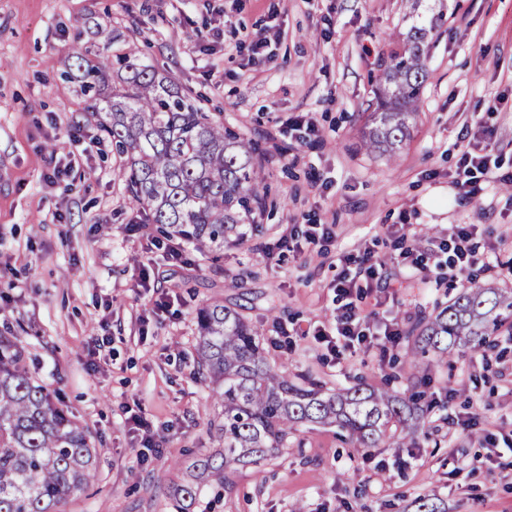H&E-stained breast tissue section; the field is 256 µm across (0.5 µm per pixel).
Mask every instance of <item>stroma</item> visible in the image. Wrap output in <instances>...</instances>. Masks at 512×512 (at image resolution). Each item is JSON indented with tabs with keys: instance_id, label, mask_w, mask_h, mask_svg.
<instances>
[{
	"instance_id": "obj_1",
	"label": "stroma",
	"mask_w": 512,
	"mask_h": 512,
	"mask_svg": "<svg viewBox=\"0 0 512 512\" xmlns=\"http://www.w3.org/2000/svg\"><path fill=\"white\" fill-rule=\"evenodd\" d=\"M420 9L446 20L428 36L416 123L391 158L361 139L376 80L412 24L409 0H0V334L25 341L32 374L96 450L89 487L60 512H174L171 486L217 447L224 420L197 373L206 304L241 313L291 380L401 392L404 342L336 359L315 338L334 321L346 257L382 259L379 292L360 306L372 323L402 327L434 315L459 286L409 276L390 225L439 261L438 241L474 224L478 261L512 263V191L493 183L472 197L456 184L467 142L492 143L512 174V0H420ZM101 29L254 146L264 181L246 240L216 256L191 247L171 263L146 241L157 225L128 232L142 217L107 140L74 158L79 193L44 182L50 157L70 149L58 129L100 133L78 82L60 73L77 52L102 46ZM261 38L264 53L253 54ZM298 115L316 121L318 141L298 142L286 124ZM309 216L333 225L334 240L277 248ZM160 292L172 312L155 313ZM494 341L485 355L430 364L433 409L416 445L364 456L336 427H301L270 459L208 486L194 512H417L424 496L445 512H512V334ZM131 413L158 432V452L141 456ZM470 413L478 424L466 430Z\"/></svg>"
}]
</instances>
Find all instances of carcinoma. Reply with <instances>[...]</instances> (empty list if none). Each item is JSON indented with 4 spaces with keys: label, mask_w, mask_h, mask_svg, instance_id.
<instances>
[{
    "label": "carcinoma",
    "mask_w": 512,
    "mask_h": 512,
    "mask_svg": "<svg viewBox=\"0 0 512 512\" xmlns=\"http://www.w3.org/2000/svg\"><path fill=\"white\" fill-rule=\"evenodd\" d=\"M443 13L415 15L403 52L390 56L375 91L376 109L363 146L394 155L409 135L424 88L428 34ZM87 50L65 64L102 115L100 129L126 159L125 181L138 210L173 240L218 253L241 238L239 224L261 204V171L249 142L201 111L155 66L128 53L115 58ZM512 317V292L463 289L436 315L404 330L405 358L431 352L442 360L457 348L475 354L494 347ZM198 372L224 407L222 447L198 456L170 491L176 512H191L203 488L286 447L299 424L336 425L358 452L397 438L412 442L431 404L421 405L425 375L406 378L403 395L360 386L326 392L272 367L259 331L219 301L198 315ZM17 336L0 335V512H57L93 478V448L84 428L57 406L29 371Z\"/></svg>",
    "instance_id": "carcinoma-1"
}]
</instances>
